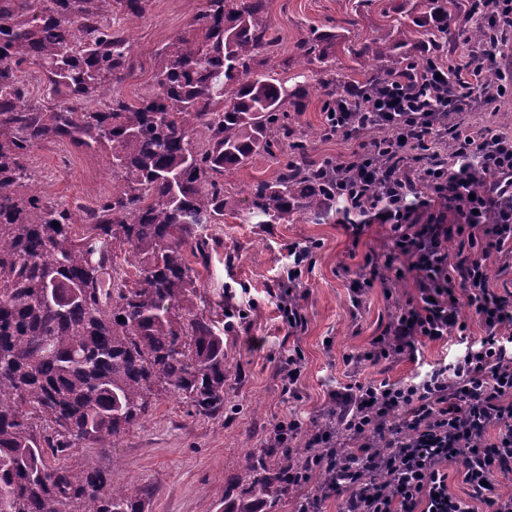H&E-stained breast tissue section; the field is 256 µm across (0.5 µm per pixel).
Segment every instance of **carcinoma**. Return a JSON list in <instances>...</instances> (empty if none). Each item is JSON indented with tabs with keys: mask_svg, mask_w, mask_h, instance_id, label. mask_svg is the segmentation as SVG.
<instances>
[{
	"mask_svg": "<svg viewBox=\"0 0 512 512\" xmlns=\"http://www.w3.org/2000/svg\"><path fill=\"white\" fill-rule=\"evenodd\" d=\"M147 2L0 0V512H147L146 491L66 460L85 442L112 447L164 393L200 413L224 407V330L199 308L187 258L204 256L199 229L226 216L282 224L330 215L331 192L290 111H304L312 86L335 84L345 35L316 31L299 44L289 86L253 76L277 41L267 0H206L157 50L151 92L128 100L119 85L133 68L132 41L112 30V14L133 23ZM456 2L399 0L396 24L349 47L364 76L352 89L440 62ZM29 65L47 90L41 101L20 79ZM284 140L291 159L248 186L240 207L227 177ZM49 141L104 152L123 188L81 213L58 206L27 163ZM117 242L132 280L115 267ZM236 481L242 490L222 512L275 506L292 492L288 450L248 453Z\"/></svg>",
	"mask_w": 512,
	"mask_h": 512,
	"instance_id": "1",
	"label": "carcinoma"
}]
</instances>
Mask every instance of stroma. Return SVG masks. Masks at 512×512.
<instances>
[{
    "label": "stroma",
    "mask_w": 512,
    "mask_h": 512,
    "mask_svg": "<svg viewBox=\"0 0 512 512\" xmlns=\"http://www.w3.org/2000/svg\"><path fill=\"white\" fill-rule=\"evenodd\" d=\"M205 0H150L145 16L131 27L133 74L121 93L129 99L149 91L156 67L155 51L185 31ZM382 0L361 5L360 0H269L268 18L278 42L262 54L255 73H275L289 79L295 73L299 42L311 29L338 30L349 26L356 43L368 41L372 30L385 23ZM325 89L312 90L299 129H314L307 151L317 161L346 159L359 142L322 132ZM288 159L287 148L256 155L235 171L227 183L238 192L258 178H271ZM50 197L65 208L96 207L119 182L107 168L105 156L69 143L48 142L28 158ZM208 240L205 263L196 264L206 312H216L226 301L247 307L248 316L236 320L224 335V348L235 373L224 387V407L211 415L196 412L185 400L166 395L151 416L116 440L112 447L85 443L71 458L110 470L120 484L150 492L149 512H220V500L229 479L240 474L248 448L264 447L273 425L290 415L311 424L323 412L327 393L350 380L394 382L419 366L451 360V343L428 342L420 348L419 362L406 359L379 365H347L345 356L368 351L370 343L394 312L395 301L415 293L414 280L405 277L383 288L374 284L354 300L350 282L368 254L379 250L384 226H366L353 236L345 225L327 220L315 224L295 217L284 224H243L227 218L201 230ZM311 242L315 249L302 272L299 303L304 324L288 333L278 318L271 289L288 268L287 246ZM299 350L304 368L297 398L284 391L283 365L289 351Z\"/></svg>",
    "instance_id": "stroma-1"
}]
</instances>
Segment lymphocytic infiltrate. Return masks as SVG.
<instances>
[{"label": "lymphocytic infiltrate", "instance_id": "obj_1", "mask_svg": "<svg viewBox=\"0 0 512 512\" xmlns=\"http://www.w3.org/2000/svg\"><path fill=\"white\" fill-rule=\"evenodd\" d=\"M481 17L495 25V39L467 47V62L394 79L357 111L325 114L327 134L360 139L364 154L377 158L350 177L345 160H325L327 175L344 185L337 209L358 213L354 232L388 227L382 248L352 281L353 295L403 272L416 288L364 360L412 358L424 342L451 336L464 351L400 382L357 380L330 391L313 437L319 454L288 472L293 486L309 471L324 475L297 512H320L337 493L342 512H512V496L498 491L499 477L512 474V290L492 288L486 265L494 255L500 272H512V131L463 118L497 111L512 87V70L497 82L486 78L497 59L512 63V0H489ZM388 124L396 137L383 144L368 138L371 128ZM311 252L306 244L288 246L289 286L276 308L291 332L303 323L293 287ZM464 306L482 326L479 339L460 317ZM452 463L466 498L448 488Z\"/></svg>", "mask_w": 512, "mask_h": 512}]
</instances>
